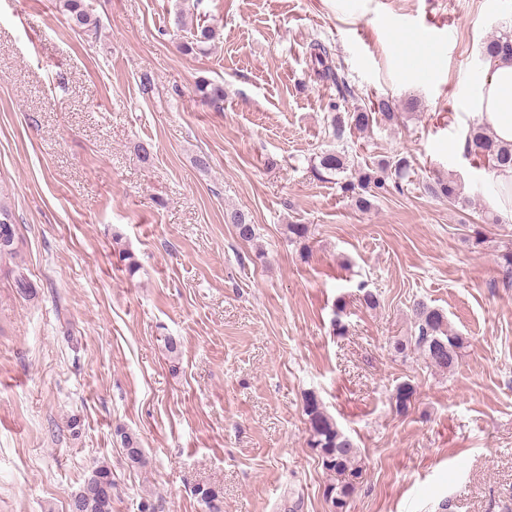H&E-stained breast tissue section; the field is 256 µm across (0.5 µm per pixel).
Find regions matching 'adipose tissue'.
<instances>
[{
  "instance_id": "ef3b65f1",
  "label": "adipose tissue",
  "mask_w": 512,
  "mask_h": 512,
  "mask_svg": "<svg viewBox=\"0 0 512 512\" xmlns=\"http://www.w3.org/2000/svg\"><path fill=\"white\" fill-rule=\"evenodd\" d=\"M473 96L468 108L498 140L512 142V61L486 58L471 79Z\"/></svg>"
}]
</instances>
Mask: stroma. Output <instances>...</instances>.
Instances as JSON below:
<instances>
[{
    "instance_id": "35a3bbf8",
    "label": "stroma",
    "mask_w": 512,
    "mask_h": 512,
    "mask_svg": "<svg viewBox=\"0 0 512 512\" xmlns=\"http://www.w3.org/2000/svg\"><path fill=\"white\" fill-rule=\"evenodd\" d=\"M86 2L94 36L59 0H0V179L19 235L0 261V512H67L96 461L112 512H203L200 486L224 512H328L310 391L362 454L349 512H512V277L496 253L512 219L487 223L495 179L464 149L469 77L512 32V0ZM179 9L217 26L206 52L181 50ZM420 28L437 38L429 81L411 61ZM316 40L352 95L315 76ZM201 80L223 86V111ZM375 96L419 107L336 139L332 116ZM328 149L412 169L363 212L317 172ZM438 175L459 203L426 192ZM235 209L253 242L226 223ZM417 301L467 337L453 373L395 355ZM408 379L399 415L389 396ZM120 427L145 468L126 465ZM417 393L411 380H405L395 386L389 396V402L397 414H405L412 406Z\"/></svg>"
}]
</instances>
